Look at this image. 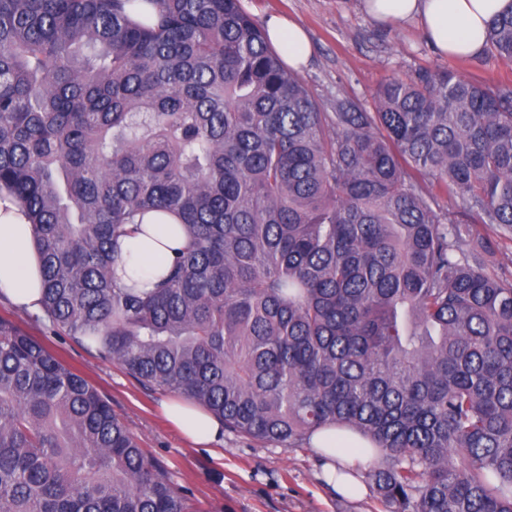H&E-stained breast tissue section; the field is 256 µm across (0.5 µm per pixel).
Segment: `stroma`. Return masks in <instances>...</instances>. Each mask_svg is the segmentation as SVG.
<instances>
[{
  "instance_id": "stroma-1",
  "label": "stroma",
  "mask_w": 512,
  "mask_h": 512,
  "mask_svg": "<svg viewBox=\"0 0 512 512\" xmlns=\"http://www.w3.org/2000/svg\"><path fill=\"white\" fill-rule=\"evenodd\" d=\"M241 4L260 21L284 13L306 28L312 54L297 73L324 105L348 97L368 108L387 79H413L444 67L471 80L512 85V60L483 53L472 58L442 55L417 22H378L362 9L360 0H241ZM474 231L490 246L487 272L511 277L512 233L490 224L475 225ZM0 317L45 341L94 384L144 451L177 486L194 493L202 512H386L366 471L358 473V492L344 495L334 490L325 475L326 460L310 445L286 448L228 430L218 443H188L163 415L169 392L144 388L118 364L53 336L2 297Z\"/></svg>"
}]
</instances>
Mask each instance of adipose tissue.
<instances>
[{
    "label": "adipose tissue",
    "instance_id": "1",
    "mask_svg": "<svg viewBox=\"0 0 512 512\" xmlns=\"http://www.w3.org/2000/svg\"><path fill=\"white\" fill-rule=\"evenodd\" d=\"M364 10L380 22L419 21L430 43L448 57H473L485 45L492 18L512 9V0H362ZM268 38L288 65L306 63L309 37L295 20L275 16L267 22ZM134 235L118 243L117 273L125 282L152 288L165 273V264L182 248L184 235L169 213L137 217ZM42 272L25 208L0 191V295L18 308L40 309ZM167 418L193 443H210L222 434L220 422L206 409L174 399L165 406Z\"/></svg>",
    "mask_w": 512,
    "mask_h": 512
}]
</instances>
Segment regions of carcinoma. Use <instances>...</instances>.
Returning a JSON list of instances; mask_svg holds the SVG:
<instances>
[{
	"instance_id": "cac0c4a2",
	"label": "carcinoma",
	"mask_w": 512,
	"mask_h": 512,
	"mask_svg": "<svg viewBox=\"0 0 512 512\" xmlns=\"http://www.w3.org/2000/svg\"><path fill=\"white\" fill-rule=\"evenodd\" d=\"M2 187L51 333L244 437L360 435L388 512H512V280L437 202L512 232L511 86L442 68L326 112L240 0H0ZM155 210L185 245L143 290L113 265ZM0 512L201 510L0 317Z\"/></svg>"
}]
</instances>
